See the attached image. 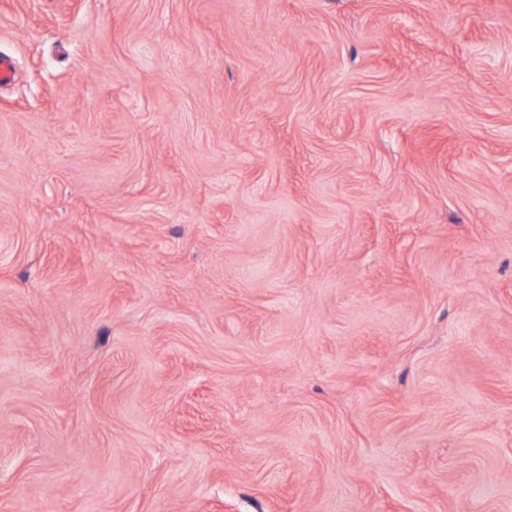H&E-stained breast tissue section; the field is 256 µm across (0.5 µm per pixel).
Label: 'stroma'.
<instances>
[{"label":"stroma","mask_w":512,"mask_h":512,"mask_svg":"<svg viewBox=\"0 0 512 512\" xmlns=\"http://www.w3.org/2000/svg\"><path fill=\"white\" fill-rule=\"evenodd\" d=\"M0 512H512V0H0Z\"/></svg>","instance_id":"obj_1"}]
</instances>
